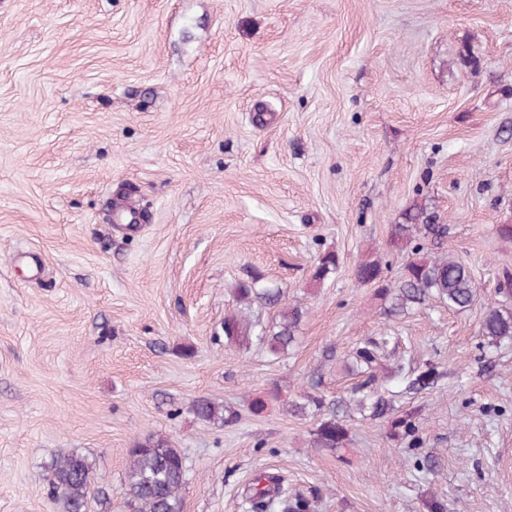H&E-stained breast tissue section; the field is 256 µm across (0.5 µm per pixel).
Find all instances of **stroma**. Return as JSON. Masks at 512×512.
<instances>
[{"mask_svg": "<svg viewBox=\"0 0 512 512\" xmlns=\"http://www.w3.org/2000/svg\"><path fill=\"white\" fill-rule=\"evenodd\" d=\"M126 195L135 233L108 219ZM420 207L472 310L390 318L357 280L369 255L399 278L391 233ZM502 224L512 0H0V512H57L49 469L71 452L99 478L88 512H123L150 434L186 459L182 512H245L262 471L310 512H512V345L479 331L512 273ZM255 270L303 311L279 358L224 342L225 316L276 315L234 297ZM381 337L385 367L441 374L388 383L415 437L351 410L346 447H313L289 402L345 395L344 361ZM202 396L237 420L198 419ZM394 372L400 374V381L405 384V389L409 392H418L430 388L440 378V373L432 364H425L420 369L404 375H401L404 372L403 366L398 365L395 367Z\"/></svg>", "mask_w": 512, "mask_h": 512, "instance_id": "obj_1", "label": "stroma"}]
</instances>
